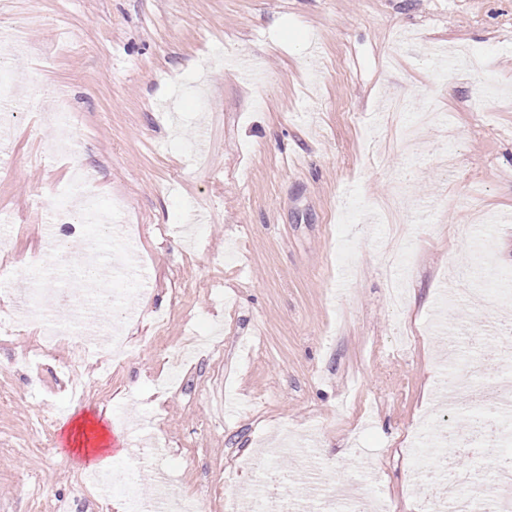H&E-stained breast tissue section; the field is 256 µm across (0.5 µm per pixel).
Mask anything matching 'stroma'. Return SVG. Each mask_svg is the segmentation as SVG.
<instances>
[{
	"mask_svg": "<svg viewBox=\"0 0 512 512\" xmlns=\"http://www.w3.org/2000/svg\"><path fill=\"white\" fill-rule=\"evenodd\" d=\"M20 104L0 179V310L47 263L80 266L75 219L48 243L34 199L65 202L73 167L101 212L138 225L147 288L116 275L112 317L134 348L104 379L68 337L0 335V512H115L141 479L77 508L86 465L59 430L108 410L122 447L156 463L193 512H228L264 447L319 449L322 488L357 484L413 512L411 467L440 451L444 340L491 354L489 317L443 296L512 272V0H0ZM71 89L76 154H54L52 88ZM80 380L87 397L73 401Z\"/></svg>",
	"mask_w": 512,
	"mask_h": 512,
	"instance_id": "stroma-1",
	"label": "stroma"
}]
</instances>
